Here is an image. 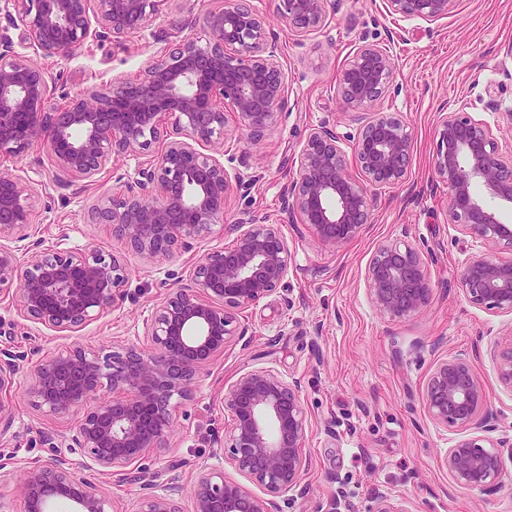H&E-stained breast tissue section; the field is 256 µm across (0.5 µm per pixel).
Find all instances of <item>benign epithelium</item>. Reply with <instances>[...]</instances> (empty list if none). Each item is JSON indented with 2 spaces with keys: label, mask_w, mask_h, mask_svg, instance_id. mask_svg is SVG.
<instances>
[{
  "label": "benign epithelium",
  "mask_w": 512,
  "mask_h": 512,
  "mask_svg": "<svg viewBox=\"0 0 512 512\" xmlns=\"http://www.w3.org/2000/svg\"><path fill=\"white\" fill-rule=\"evenodd\" d=\"M13 25L23 51L0 35V157L34 143L46 148L53 180L70 185L100 173L119 156H146L122 194L102 195L90 206L93 224H109L128 250L171 260L224 224L239 181L224 168V130L233 120L259 135L289 100L277 46L249 0H223L197 17L187 11L176 36L133 79L94 85L59 105L52 76L26 51L57 61L73 56L94 36L124 39L171 0H96L91 28L87 0H12ZM328 0H275L276 12L302 35L320 27ZM455 0H385L404 19L437 22ZM396 65L388 45L365 44L338 74L345 108L361 110L389 91ZM413 140L406 123L374 112L352 136L358 173L347 166L340 137L328 123L307 130L298 155L288 211L325 247L359 236L369 223L374 195L368 185L398 187L408 176ZM433 170L448 187V223L483 251L459 272L473 305L512 315V225L500 220L476 192L512 206V160L503 158L490 126L468 112L450 109L437 127ZM32 181L0 167V303L50 330L74 331L106 314L125 298L128 272L111 253L85 248H21L36 233ZM234 243L217 246L190 266L188 283L171 288L152 312L145 335L150 347L102 356L76 346L34 352L27 359L28 393L50 415H80L73 444L102 472L140 468L172 431L171 406L189 401L201 371L224 354L237 336L243 310L283 287L291 253L267 217L249 214L235 222ZM372 304L394 320L427 306L434 294L424 255L407 242L378 246L366 269ZM19 288L12 289L13 284ZM22 355L0 348V441L13 412L3 394L12 388ZM498 375L512 389V341L498 352ZM231 418L228 446L235 468L266 496L202 467L196 476L193 512H276V498L294 488L307 470V420L300 385L273 370L241 374L225 391ZM430 417L446 427L482 423L485 389L472 365L445 360L425 386ZM464 487L490 486L501 470L498 450L481 436L458 440L442 461ZM14 455L0 448V482L16 472ZM22 512H49L63 499L73 512H109L104 488L73 472L62 451L45 465L25 469L16 483ZM134 512H181L172 495L146 493Z\"/></svg>",
  "instance_id": "obj_1"
}]
</instances>
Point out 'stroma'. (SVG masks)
I'll return each mask as SVG.
<instances>
[{"label":"stroma","instance_id":"1","mask_svg":"<svg viewBox=\"0 0 512 512\" xmlns=\"http://www.w3.org/2000/svg\"><path fill=\"white\" fill-rule=\"evenodd\" d=\"M276 43L286 76L289 106L262 137L228 126L224 167L243 188L224 216V226L195 241L171 261L127 250L106 224H93L87 210L104 191L120 193L134 159L118 158L101 174L72 186L57 185L41 144L11 157L9 168L37 183L35 222L42 247L58 242L94 246L126 266L127 296L116 310L74 333H56L0 305V346L20 352L80 345L100 354L146 346L145 323L168 289L187 281V270L207 250L231 244L240 211L266 215L288 242L291 268L283 288L239 317L243 340L228 343L223 356L201 374L193 400L172 407L167 447L148 459L151 485L122 472H99L81 451L69 458L77 475L106 489L117 512H133L147 492L165 493L178 483L183 512L193 508L192 487L202 466L238 473L221 449L230 422L222 409L227 388L258 368L298 381L307 418L309 465L298 485L277 500V512H374L378 495L404 501L411 512H512V390L498 378V351L512 338V315L470 304L458 274L479 248L448 222V189L433 172L442 113L462 109L490 125L503 156L512 155V0H456L447 18L404 20L388 13L384 0H329L322 27L295 35L277 16L273 0H252ZM174 8L151 17L121 41L89 38L66 60L46 61L55 79L54 101L86 87L142 73L165 45ZM405 37L391 45L396 63L392 88L372 106L409 126L413 153L404 186L373 187L372 220L354 240L336 249L322 246L307 226L291 221L285 189L296 176L304 134L326 122L350 150L359 116L344 108L336 77L365 44L386 42L390 31ZM417 247L429 264L434 298L403 321L372 304L365 277L376 248L388 241ZM450 358L469 361L483 384L492 414L485 437L502 456L503 471L487 489L456 485L440 461L463 428L433 421L424 390L432 369ZM24 374L9 398L13 422L6 448L20 466L53 457L69 446L78 414L49 415L35 407Z\"/></svg>","mask_w":512,"mask_h":512}]
</instances>
